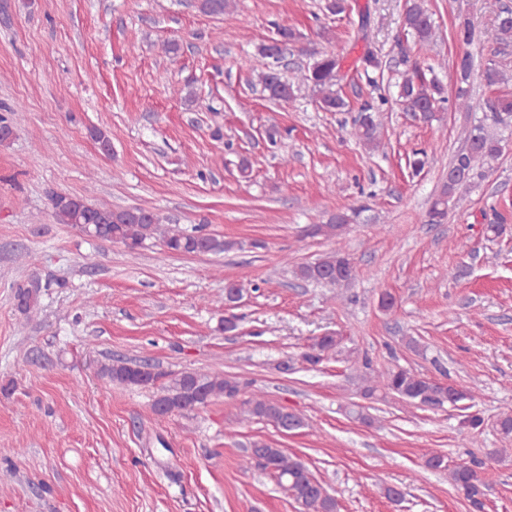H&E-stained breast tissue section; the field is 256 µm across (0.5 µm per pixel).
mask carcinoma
I'll return each mask as SVG.
<instances>
[{
  "label": "carcinoma",
  "mask_w": 512,
  "mask_h": 512,
  "mask_svg": "<svg viewBox=\"0 0 512 512\" xmlns=\"http://www.w3.org/2000/svg\"><path fill=\"white\" fill-rule=\"evenodd\" d=\"M233 0H198L200 12L209 16H222L228 12ZM404 28L421 45L432 44L437 37L438 26L427 0H407L403 16ZM499 43L512 44V7L503 3L497 14ZM297 38L287 26H279L275 37L262 45L258 54L243 61V65L257 73L258 82L269 99L290 102L294 99V83L279 70L278 51ZM338 60L333 55H321L306 69L299 71L297 79L312 87L317 95L319 107L325 112H343L345 99L336 89ZM463 86L457 89L453 105L460 111L470 110V89L465 87L472 72L471 56L466 54L457 63ZM399 101L404 111L411 112L425 122L433 119L440 104L448 102L442 83L436 77L426 78L419 65L404 71L402 79L395 83ZM380 108L365 103L355 119L351 134L370 149L381 144L382 128L376 115ZM502 139L488 131L483 124L470 128L466 146L458 151L448 165V176L444 179L438 197L426 212V223L442 224L448 218V204L462 203L464 196L485 176V169L502 154ZM52 214L60 224H71L79 229L89 226L94 237L120 244L129 251L143 248L151 241H158L172 254L192 255L199 252L220 254L233 247V243L207 232L201 227L184 231L170 225V220L153 209L112 208L107 204H92L81 198L64 193L51 196ZM359 212L336 213L322 224H311L306 235L312 238L338 239L347 225L356 222ZM351 256L342 247L326 254L312 263L294 267L293 275L306 282L323 283L342 287L352 278ZM41 284L32 280L17 286L15 300L18 310L28 315L37 307ZM339 339L333 335L319 336L302 355L311 366L320 363L324 353L334 350ZM368 373L364 376L362 396L371 398L378 391L393 393L423 407L437 408L445 404L458 406L463 401L473 400L471 391L462 385L449 383L442 386L438 381L416 374L404 368L387 372L371 369L364 363ZM100 373L109 382L122 386H147L161 378L168 381L152 405L158 416L193 411L208 405L213 399L224 397L237 399L246 384L239 378L227 374L189 370L166 375L155 370L148 362L113 359L101 367ZM243 416L248 421L267 422L285 434L308 426V421L299 412L268 399L252 394L242 402ZM245 463L255 465L273 475L288 495L303 509V512H337L338 504L324 486L298 458L284 449L276 448L262 440L250 442L246 449ZM433 470H449L451 483L461 490L473 508H483L484 488L490 481V467L483 461L471 459L448 468L444 457L433 454L426 460Z\"/></svg>",
  "instance_id": "obj_1"
}]
</instances>
